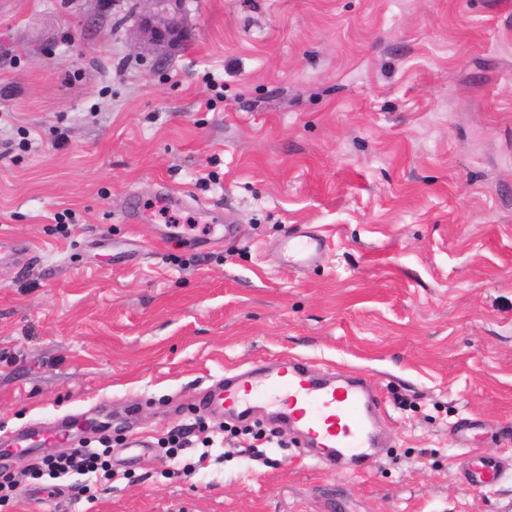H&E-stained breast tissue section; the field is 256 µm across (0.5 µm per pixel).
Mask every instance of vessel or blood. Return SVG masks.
I'll list each match as a JSON object with an SVG mask.
<instances>
[{
	"label": "vessel or blood",
	"mask_w": 512,
	"mask_h": 512,
	"mask_svg": "<svg viewBox=\"0 0 512 512\" xmlns=\"http://www.w3.org/2000/svg\"><path fill=\"white\" fill-rule=\"evenodd\" d=\"M325 250L324 238L314 231L293 233L286 244L289 259L299 265L314 262ZM260 403L278 407L279 427L297 431L316 447L315 461L323 469H332L347 455L364 469L378 459L380 400L361 378L343 372L321 373L301 360L284 358L260 376L238 372L225 377L199 401L211 414L240 416ZM511 468L512 460L474 450L460 477L468 488L480 489L496 484Z\"/></svg>",
	"instance_id": "obj_1"
}]
</instances>
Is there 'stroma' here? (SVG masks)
I'll return each mask as SVG.
<instances>
[{"label":"stroma","instance_id":"1","mask_svg":"<svg viewBox=\"0 0 512 512\" xmlns=\"http://www.w3.org/2000/svg\"><path fill=\"white\" fill-rule=\"evenodd\" d=\"M145 8L0 0V236L32 246L0 259V435L95 421L118 474L48 490L16 452L0 512H512V474L456 466L512 458V0H184L163 53ZM299 228L320 261L288 263ZM286 355L381 400L370 471L263 440L265 404L166 454L228 426L211 380ZM510 466L511 462L507 458L473 450L461 468L460 477L468 488L481 489L496 484Z\"/></svg>","mask_w":512,"mask_h":512}]
</instances>
